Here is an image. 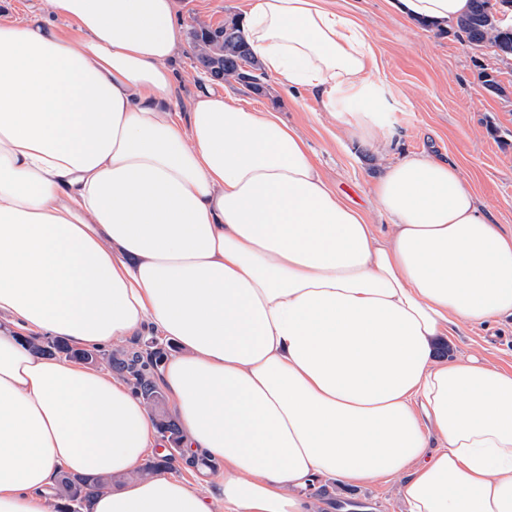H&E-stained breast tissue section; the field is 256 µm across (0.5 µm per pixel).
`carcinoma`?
Returning a JSON list of instances; mask_svg holds the SVG:
<instances>
[{
	"instance_id": "carcinoma-1",
	"label": "carcinoma",
	"mask_w": 512,
	"mask_h": 512,
	"mask_svg": "<svg viewBox=\"0 0 512 512\" xmlns=\"http://www.w3.org/2000/svg\"><path fill=\"white\" fill-rule=\"evenodd\" d=\"M472 8L469 14L458 22L459 32L466 41L475 44H489L497 49L508 48L512 55V29L501 27L489 20L491 15L490 0H471ZM189 41L201 64L218 73L224 74V79H231L239 85L259 92L263 86L258 81L264 79L261 63L255 58L248 43L244 39L237 21L224 23L222 26H202L193 28ZM26 343L34 351L48 355H60L69 358V353L78 349L69 346L62 340L54 343H44L38 337L26 339ZM162 353L151 350L145 353L131 350L124 357L114 361V369L119 374L132 377V385L151 410H158L162 401L159 387L154 380L155 368L161 362ZM174 461L169 454L159 456L154 461L147 462L135 472V476L144 479L154 475L161 469H171ZM114 482L112 477L83 478L67 473L60 474L57 486L61 497L66 501L63 512H78L87 502L94 490L108 486Z\"/></svg>"
}]
</instances>
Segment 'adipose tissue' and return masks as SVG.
Segmentation results:
<instances>
[{"label": "adipose tissue", "instance_id": "1", "mask_svg": "<svg viewBox=\"0 0 512 512\" xmlns=\"http://www.w3.org/2000/svg\"><path fill=\"white\" fill-rule=\"evenodd\" d=\"M458 20L469 0H393ZM267 72L324 109L377 94L364 26L254 0ZM175 0L0 13V512H58L60 473L128 474L165 439L124 380L26 336L175 348L158 382L216 489L155 475L86 512H318L309 488L402 477L408 512H512V373L434 351L512 318V232L456 165H386L379 234L277 112L206 91L169 108ZM56 343H47L46 345L43 342V339H40L39 337H29L28 339H25V342L32 348L34 351L42 354H48V355H60L63 356L64 359L67 358H74L75 353L78 351H85L82 349H76L71 346H69L67 343H65L62 340H53ZM69 352H72L74 354L69 355Z\"/></svg>", "mask_w": 512, "mask_h": 512}]
</instances>
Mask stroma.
Masks as SVG:
<instances>
[{
    "label": "stroma",
    "mask_w": 512,
    "mask_h": 512,
    "mask_svg": "<svg viewBox=\"0 0 512 512\" xmlns=\"http://www.w3.org/2000/svg\"><path fill=\"white\" fill-rule=\"evenodd\" d=\"M252 0H176L182 29L238 19ZM336 11L357 18L366 28L374 54V101L390 141L363 143L322 110L315 95L289 92L265 76L261 92L231 80L211 79L191 46L171 66L177 74L170 108L187 111L206 87L225 100L274 110L307 142L322 177L369 223L388 232L389 217L373 193L382 168L414 154H435L454 161L484 212L512 230V56H497L488 46L462 39L457 26L445 28L403 18L390 0H327ZM474 356L491 367L512 372V323L473 327L459 323L436 350L437 359ZM321 512H404L398 481L368 482L338 492L323 481Z\"/></svg>",
    "instance_id": "1"
}]
</instances>
